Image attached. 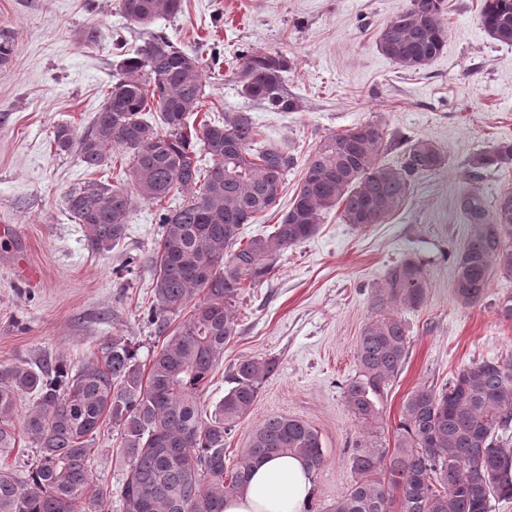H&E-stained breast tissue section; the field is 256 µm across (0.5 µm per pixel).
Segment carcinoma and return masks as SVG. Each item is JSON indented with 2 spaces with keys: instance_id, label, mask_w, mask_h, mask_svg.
<instances>
[{
  "instance_id": "carcinoma-1",
  "label": "carcinoma",
  "mask_w": 512,
  "mask_h": 512,
  "mask_svg": "<svg viewBox=\"0 0 512 512\" xmlns=\"http://www.w3.org/2000/svg\"><path fill=\"white\" fill-rule=\"evenodd\" d=\"M120 8L145 29L178 14L182 0H120ZM446 15L448 0H410L379 31L380 51L406 69L428 66L448 42ZM480 19L493 40L512 45V0H482ZM288 67L280 50L246 52L237 70L242 94L273 112L297 111L284 87ZM204 88L200 59L151 32L137 52L121 54L90 127L81 135L67 124L53 131L57 150L76 149L91 171L112 151L128 160L134 193L93 180L66 197L91 250L107 252L124 239L134 198L158 204L177 193L182 203L161 214L153 249L148 317L162 343L148 361L115 334L78 366L46 359L0 369V458L23 435L39 449L23 474L0 465V512H78L83 500L107 505L112 489L93 478L90 463L108 421L120 434L123 512H224V499L244 493L253 466L266 458L298 456L314 474L325 465L318 430L286 415L267 417L226 465L224 441L278 368L271 358L240 361L227 375L224 398L203 414L224 346L238 335L242 293L313 237L330 210L345 224L384 223L416 178L444 166L447 154L428 139L388 141L375 123L329 133L306 159L273 231L244 242L242 226L277 205L295 158L286 145L258 146L246 110L190 126ZM145 112L157 113L158 122ZM393 144L402 147L395 167L381 161ZM511 166L512 142L502 141L470 156L466 169L474 182ZM456 208L473 232L456 259L453 288L457 302L470 306L493 272L512 275V188L490 203L471 187ZM426 288L421 266L407 259L374 289L377 313L361 331L356 372L344 387L364 438L350 458L353 482L331 512H392L395 503L399 512H490L492 502L512 500V356L472 361L441 386H417L403 403L394 448L374 441L384 395L409 355L400 308L421 306ZM26 395L31 407L20 432L17 405Z\"/></svg>"
}]
</instances>
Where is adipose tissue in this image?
<instances>
[{"mask_svg":"<svg viewBox=\"0 0 512 512\" xmlns=\"http://www.w3.org/2000/svg\"><path fill=\"white\" fill-rule=\"evenodd\" d=\"M313 476L304 460L275 456L256 464L243 494L226 498L224 512H303Z\"/></svg>","mask_w":512,"mask_h":512,"instance_id":"1","label":"adipose tissue"}]
</instances>
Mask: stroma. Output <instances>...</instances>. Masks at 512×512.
<instances>
[{"label": "stroma", "instance_id": "1", "mask_svg": "<svg viewBox=\"0 0 512 512\" xmlns=\"http://www.w3.org/2000/svg\"><path fill=\"white\" fill-rule=\"evenodd\" d=\"M409 2L182 0L176 16L153 26L204 64L205 107L191 114V124L247 110L262 144H288L296 158L278 205L244 225L243 238L272 231L309 153L328 133L369 121L390 135L431 140L448 155L444 166L417 179L386 223L357 227L328 212L312 238L246 289L239 333L207 389L209 409L223 398L238 360H277V371L228 436L226 455H237L270 415L308 421L327 458L314 477V512H328L353 481L349 457L360 434L343 383L355 373L357 342L375 314L372 293L387 268L415 260L428 288L420 307L403 312L410 350L387 390L379 444L393 447L403 402L415 387L444 384L474 360L512 355V319L498 311L512 294V276L493 273L481 302L463 306L453 292L451 257L472 234L453 205L469 185L468 158L512 140V45L489 37L480 0H448L446 47L426 69H403L380 52L378 33ZM88 27L98 31L91 46L78 38ZM0 33L16 43L12 62L0 68V115L7 117L0 125V225L17 227L37 273L19 281L0 259V367L43 358L79 365L116 333L147 358L158 343L147 310L161 206L135 201L124 240L112 251L92 252L65 198L85 182L111 179L112 171H87L76 151L59 152L50 143L55 124L85 131L118 49L135 50L144 34L125 19L120 0H0ZM268 49L290 59L284 86L298 111L274 112L241 93L239 58ZM131 255L141 259L134 276L121 270ZM119 441L117 429L105 424L91 463L93 474L115 488L124 472Z\"/></svg>", "mask_w": 512, "mask_h": 512}]
</instances>
